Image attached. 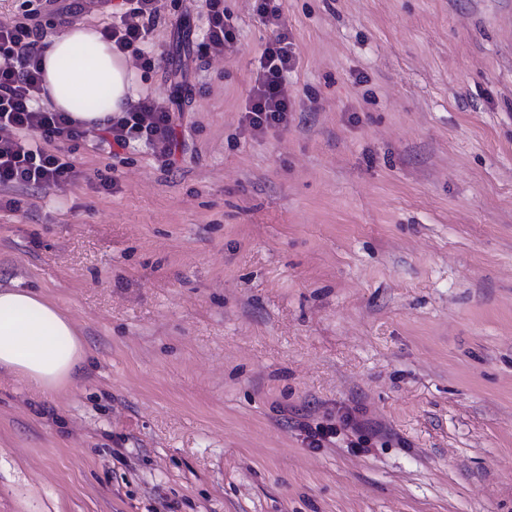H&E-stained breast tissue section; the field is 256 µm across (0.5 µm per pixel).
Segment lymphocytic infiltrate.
Returning <instances> with one entry per match:
<instances>
[{"mask_svg":"<svg viewBox=\"0 0 512 512\" xmlns=\"http://www.w3.org/2000/svg\"><path fill=\"white\" fill-rule=\"evenodd\" d=\"M88 9L107 17L101 34L118 51L135 59L143 70L155 67L143 44L160 16V0H121L117 5L112 0H71L64 6L58 0H23L17 19L0 24V187L42 190L77 177L74 163L52 150L51 144L79 140L84 131L68 113L40 103L45 45L38 17L52 11L70 17ZM294 63L295 54L285 36L266 44L243 117L250 129L287 123L293 105L283 78ZM175 120L172 101L145 97L107 117L98 133L109 146L125 149L141 144L165 160L173 153Z\"/></svg>","mask_w":512,"mask_h":512,"instance_id":"1","label":"lymphocytic infiltrate"}]
</instances>
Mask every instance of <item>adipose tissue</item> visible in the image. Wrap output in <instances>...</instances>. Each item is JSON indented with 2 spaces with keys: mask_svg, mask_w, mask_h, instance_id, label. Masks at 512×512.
<instances>
[{
  "mask_svg": "<svg viewBox=\"0 0 512 512\" xmlns=\"http://www.w3.org/2000/svg\"><path fill=\"white\" fill-rule=\"evenodd\" d=\"M43 68L54 107L84 128L121 112L138 89L125 55L85 23L50 39ZM83 360V345L55 304L21 288L0 289V369L48 394L72 380Z\"/></svg>",
  "mask_w": 512,
  "mask_h": 512,
  "instance_id": "obj_1",
  "label": "adipose tissue"
}]
</instances>
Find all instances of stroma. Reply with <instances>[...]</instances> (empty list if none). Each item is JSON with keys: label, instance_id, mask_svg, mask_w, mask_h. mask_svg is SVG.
<instances>
[{"label": "stroma", "instance_id": "stroma-1", "mask_svg": "<svg viewBox=\"0 0 512 512\" xmlns=\"http://www.w3.org/2000/svg\"><path fill=\"white\" fill-rule=\"evenodd\" d=\"M271 4L224 0L213 56L163 0L173 166L90 135L0 190V287L85 350L45 396L0 370V512H512V0ZM280 32L294 110L254 131Z\"/></svg>", "mask_w": 512, "mask_h": 512}]
</instances>
